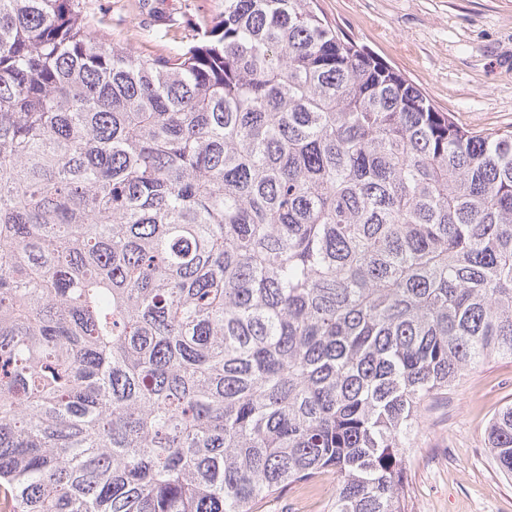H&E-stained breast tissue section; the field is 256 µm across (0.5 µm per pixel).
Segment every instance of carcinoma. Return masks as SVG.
Here are the masks:
<instances>
[{"instance_id":"obj_1","label":"carcinoma","mask_w":512,"mask_h":512,"mask_svg":"<svg viewBox=\"0 0 512 512\" xmlns=\"http://www.w3.org/2000/svg\"><path fill=\"white\" fill-rule=\"evenodd\" d=\"M512 361V132L317 12L186 48L0 0V512H408L422 411ZM512 475V403L486 428ZM336 494V478L323 475L308 484L292 485L278 496L258 501L253 512H328Z\"/></svg>"}]
</instances>
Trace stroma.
<instances>
[{
	"mask_svg": "<svg viewBox=\"0 0 512 512\" xmlns=\"http://www.w3.org/2000/svg\"><path fill=\"white\" fill-rule=\"evenodd\" d=\"M115 41L149 56L189 42L224 0H87ZM332 24L424 89L461 126L512 130V0H318ZM512 401V362L490 360L423 415L408 472L411 512H512V478L499 472L485 428ZM326 474L258 501L253 512H328Z\"/></svg>",
	"mask_w": 512,
	"mask_h": 512,
	"instance_id": "1",
	"label": "stroma"
}]
</instances>
